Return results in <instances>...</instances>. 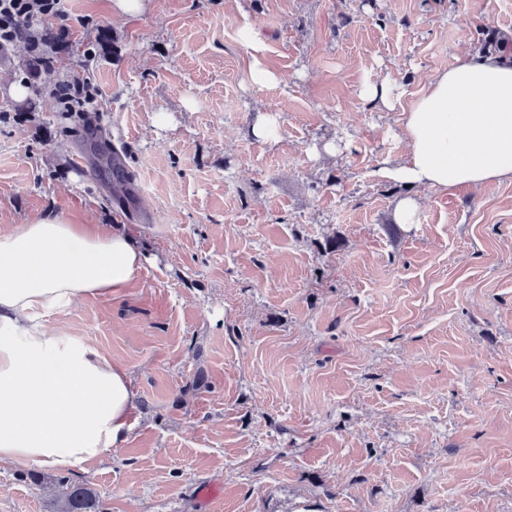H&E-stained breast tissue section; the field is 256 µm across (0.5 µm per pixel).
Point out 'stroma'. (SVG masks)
<instances>
[{
    "label": "stroma",
    "instance_id": "1",
    "mask_svg": "<svg viewBox=\"0 0 512 512\" xmlns=\"http://www.w3.org/2000/svg\"><path fill=\"white\" fill-rule=\"evenodd\" d=\"M66 25L53 67L30 74L23 43L0 65V232L62 211L147 255L129 288L41 315L136 392L125 444L72 478L105 512H512V183L415 188L399 223L401 114L361 94L410 102L511 33L512 0H68ZM74 77L132 212L72 163L52 92ZM32 469L0 464V512H48ZM364 96L372 102H379L386 109L392 110L401 105L399 98L394 97L391 87L386 83L372 84L365 88ZM102 166L104 170H112V187H113V199L119 206H124L125 203L133 201L134 194V181L129 172L119 166L112 164V168L107 159H102Z\"/></svg>",
    "mask_w": 512,
    "mask_h": 512
}]
</instances>
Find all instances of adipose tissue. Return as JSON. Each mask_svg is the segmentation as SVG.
<instances>
[{
    "label": "adipose tissue",
    "mask_w": 512,
    "mask_h": 512,
    "mask_svg": "<svg viewBox=\"0 0 512 512\" xmlns=\"http://www.w3.org/2000/svg\"><path fill=\"white\" fill-rule=\"evenodd\" d=\"M367 99L401 108L409 146L387 174L447 191L512 183V45L458 56L400 106L388 84ZM143 254L131 229L56 213L0 233V463L64 471L127 439L135 400L125 366L48 331L43 311L127 287Z\"/></svg>",
    "instance_id": "ef3b65f1"
}]
</instances>
